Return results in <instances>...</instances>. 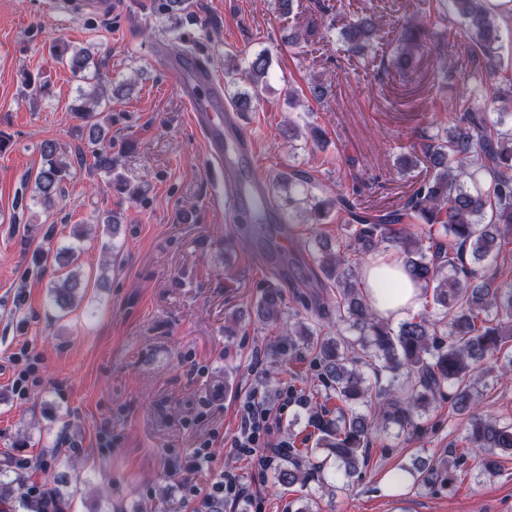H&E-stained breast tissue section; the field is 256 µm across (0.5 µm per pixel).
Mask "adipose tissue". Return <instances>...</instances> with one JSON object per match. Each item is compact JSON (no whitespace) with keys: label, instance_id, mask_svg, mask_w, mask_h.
Instances as JSON below:
<instances>
[{"label":"adipose tissue","instance_id":"1","mask_svg":"<svg viewBox=\"0 0 512 512\" xmlns=\"http://www.w3.org/2000/svg\"><path fill=\"white\" fill-rule=\"evenodd\" d=\"M362 277L367 300L381 318L396 320L419 309L422 290L408 279L403 261L397 255L390 252L377 255L364 267ZM387 280L397 285L390 298L383 295L382 285Z\"/></svg>","mask_w":512,"mask_h":512}]
</instances>
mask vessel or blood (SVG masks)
I'll return each instance as SVG.
<instances>
[{
	"mask_svg": "<svg viewBox=\"0 0 512 512\" xmlns=\"http://www.w3.org/2000/svg\"><path fill=\"white\" fill-rule=\"evenodd\" d=\"M120 0H49L58 14L105 16L115 12ZM169 68L179 77L190 110V119L205 139V150L218 174L216 193L226 196L234 212L263 211L269 224L281 218L268 195V182L252 156L251 140L239 113L224 102L221 79L191 56L168 59Z\"/></svg>",
	"mask_w": 512,
	"mask_h": 512,
	"instance_id": "b4317fda",
	"label": "vessel or blood"
}]
</instances>
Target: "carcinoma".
Masks as SVG:
<instances>
[{
  "label": "carcinoma",
  "instance_id": "1",
  "mask_svg": "<svg viewBox=\"0 0 512 512\" xmlns=\"http://www.w3.org/2000/svg\"><path fill=\"white\" fill-rule=\"evenodd\" d=\"M428 10L443 19L459 20L458 35L470 55L481 64L484 97L498 104L491 120L482 108L471 107L438 136L421 145L431 175L417 181L411 194L396 207L370 211L360 207L356 193L324 191L305 169L294 167L270 182L271 196L288 195V224L314 227L326 223L333 213L349 216V243L339 250L328 240L316 239L322 276L313 290L302 296V304L317 316L336 315L352 333L333 336L316 326L297 320L288 326V352L303 350L312 357L324 387V403H315L320 413L310 422L318 430L312 448H290L281 454L274 471L281 486L302 488L316 483H345L368 464L374 423L362 412L372 399H382L383 429L393 425L401 431L416 429L435 399L448 388L451 410L468 420L462 449L450 450L449 459L435 465L424 461L402 467L410 482L419 486H451L457 471L472 459L480 474L495 476L501 458L512 453V424L476 412L478 386L492 374L512 371V355H501L506 337L512 335V279L508 273L487 274L488 263L499 256L512 239V94H503L492 80L499 75L500 16L489 0H435ZM380 30L377 17L363 16L339 32L348 56L365 58L374 49ZM324 39L320 28L309 24L291 36L295 45ZM428 28L424 17L397 28L396 51L389 65L402 76L415 71V64L428 50ZM56 59L85 83L79 87L72 111L89 124V141L102 140L98 108L105 89L98 74L89 73L92 56L84 48L65 41L52 45ZM270 57L260 52L248 61L245 77L249 92L232 97L236 111L249 112L254 99L266 87ZM53 142L42 146L46 165L34 175L36 199L46 207L55 205L69 165L58 159ZM93 167L112 177L116 161L105 148L91 151ZM114 178V177H112ZM113 187L131 196L121 177ZM394 247L404 261L408 276L422 286L427 304L445 311L431 318L430 311L410 316L397 327L379 319L359 289L360 265L352 260L360 254ZM336 288V300L326 289ZM53 305L62 312L80 301L77 275L49 286ZM284 293L277 284L263 289L256 306L257 317L278 322L283 315ZM392 374L399 388L390 391L371 383ZM336 401L334 410L327 402ZM318 449L326 451L321 464L312 462ZM11 512H46L65 503L61 490L31 495L22 477L8 459L0 461V504Z\"/></svg>",
  "mask_w": 512,
  "mask_h": 512
}]
</instances>
